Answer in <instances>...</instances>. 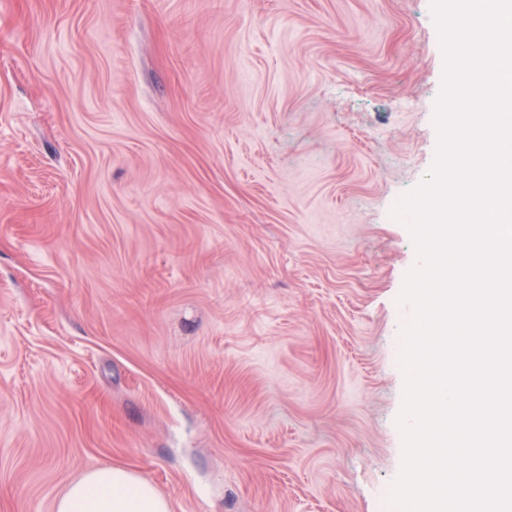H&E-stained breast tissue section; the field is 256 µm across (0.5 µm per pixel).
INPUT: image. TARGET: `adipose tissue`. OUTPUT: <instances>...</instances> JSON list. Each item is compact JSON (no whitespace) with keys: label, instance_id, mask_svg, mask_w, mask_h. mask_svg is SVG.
<instances>
[{"label":"adipose tissue","instance_id":"obj_1","mask_svg":"<svg viewBox=\"0 0 512 512\" xmlns=\"http://www.w3.org/2000/svg\"><path fill=\"white\" fill-rule=\"evenodd\" d=\"M54 512H171L146 478L111 464L95 466L67 485Z\"/></svg>","mask_w":512,"mask_h":512}]
</instances>
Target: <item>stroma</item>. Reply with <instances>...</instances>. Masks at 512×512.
<instances>
[{
    "instance_id": "35a3bbf8",
    "label": "stroma",
    "mask_w": 512,
    "mask_h": 512,
    "mask_svg": "<svg viewBox=\"0 0 512 512\" xmlns=\"http://www.w3.org/2000/svg\"><path fill=\"white\" fill-rule=\"evenodd\" d=\"M432 0H0V512H382ZM55 512H171L146 478L111 464L97 465L67 485Z\"/></svg>"
}]
</instances>
